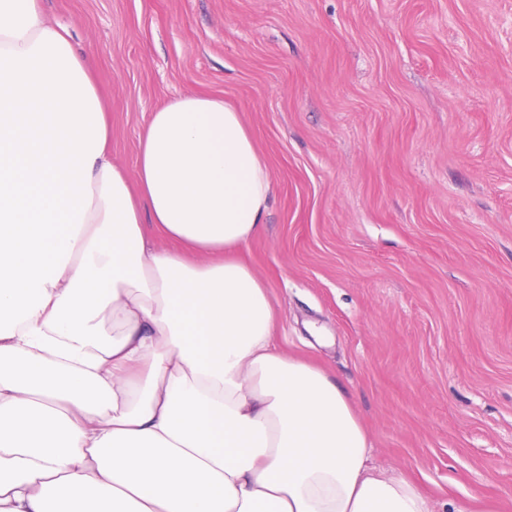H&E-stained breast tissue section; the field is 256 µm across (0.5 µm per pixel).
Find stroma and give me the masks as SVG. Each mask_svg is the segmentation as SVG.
<instances>
[{
  "instance_id": "obj_1",
  "label": "stroma",
  "mask_w": 512,
  "mask_h": 512,
  "mask_svg": "<svg viewBox=\"0 0 512 512\" xmlns=\"http://www.w3.org/2000/svg\"><path fill=\"white\" fill-rule=\"evenodd\" d=\"M89 51L113 159L189 93L275 181L237 256L281 351L323 370L369 464L435 512H512V0H40Z\"/></svg>"
}]
</instances>
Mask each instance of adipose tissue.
Here are the masks:
<instances>
[{
  "label": "adipose tissue",
  "instance_id": "ef3b65f1",
  "mask_svg": "<svg viewBox=\"0 0 512 512\" xmlns=\"http://www.w3.org/2000/svg\"><path fill=\"white\" fill-rule=\"evenodd\" d=\"M108 142L69 27L0 0V512H431L274 342L234 257L274 185L242 113L167 101L131 178Z\"/></svg>",
  "mask_w": 512,
  "mask_h": 512
}]
</instances>
